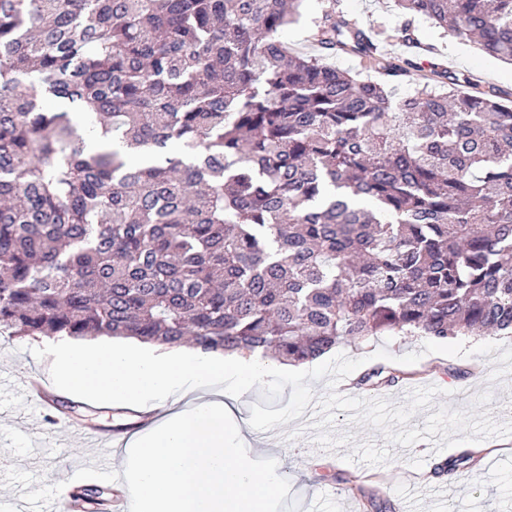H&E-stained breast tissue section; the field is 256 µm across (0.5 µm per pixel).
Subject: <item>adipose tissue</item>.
Wrapping results in <instances>:
<instances>
[{"label": "adipose tissue", "mask_w": 512, "mask_h": 512, "mask_svg": "<svg viewBox=\"0 0 512 512\" xmlns=\"http://www.w3.org/2000/svg\"><path fill=\"white\" fill-rule=\"evenodd\" d=\"M46 355L56 383L98 403L163 411L193 396L189 408L131 439L137 468L130 497L139 512H265L279 491L229 442L230 434L250 431L238 406L245 390L283 374L271 357L108 339L63 340Z\"/></svg>", "instance_id": "ef3b65f1"}]
</instances>
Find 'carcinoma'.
Here are the masks:
<instances>
[{"instance_id": "1", "label": "carcinoma", "mask_w": 512, "mask_h": 512, "mask_svg": "<svg viewBox=\"0 0 512 512\" xmlns=\"http://www.w3.org/2000/svg\"><path fill=\"white\" fill-rule=\"evenodd\" d=\"M303 2L0 0L1 326L290 365L369 336L512 335V100L389 57L334 4L320 55L293 53ZM394 6L417 54L424 17L512 62V0Z\"/></svg>"}]
</instances>
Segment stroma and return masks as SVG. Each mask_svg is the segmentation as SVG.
I'll use <instances>...</instances> for the list:
<instances>
[{
	"mask_svg": "<svg viewBox=\"0 0 512 512\" xmlns=\"http://www.w3.org/2000/svg\"><path fill=\"white\" fill-rule=\"evenodd\" d=\"M356 18L367 28H401L405 19L392 0H305L302 16L288 26L283 38L292 51L311 54L313 21L329 5ZM423 42L433 44L436 57L448 70L470 74L480 89L497 88L512 93V64L491 57L477 45L443 33L430 20L414 22ZM424 337L373 336L334 347V354L363 358L379 349L398 357L420 353V360L409 365L408 379L391 387L358 388L339 382V394L364 399H386L406 404L411 391L434 386L433 407L469 411L475 397L489 392L485 409L498 422L512 421V337L500 336L498 348L487 355L453 357L425 353ZM50 343L46 336H14L0 326V369L9 372L13 388L0 391V453L13 460L12 468L0 469V496L15 499L22 512H43L58 485L71 484L79 470L96 454L97 446L87 433L99 431L109 441L150 429L153 415L100 406L54 383L40 361V352ZM454 368L471 369L468 378L451 376ZM40 378L49 393L39 412H32L20 388L23 380ZM316 400L303 415L268 431H253L242 450L265 452L273 474L284 493L274 498L270 512H364V500L386 504L387 512H434V498L452 504L466 498L471 512H512V437H491L479 444L483 451L480 468L437 479L431 468L447 458V451H436L427 441L412 446L387 445L381 431L352 421L349 412L337 411L331 432L352 435V443L327 450L316 442L314 422L318 398L328 391L325 381L313 382ZM365 442L388 447L391 456L382 465L347 461L355 445ZM63 469L60 481L49 480L55 469Z\"/></svg>",
	"mask_w": 512,
	"mask_h": 512,
	"instance_id": "35a3bbf8",
	"label": "stroma"
}]
</instances>
